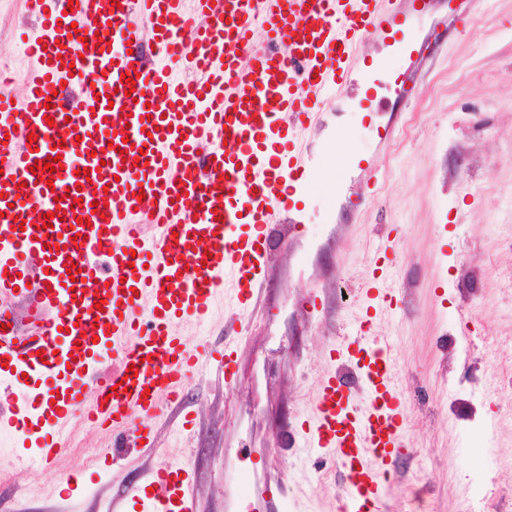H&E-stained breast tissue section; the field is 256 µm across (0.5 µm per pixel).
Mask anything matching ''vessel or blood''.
Returning a JSON list of instances; mask_svg holds the SVG:
<instances>
[{
  "mask_svg": "<svg viewBox=\"0 0 512 512\" xmlns=\"http://www.w3.org/2000/svg\"><path fill=\"white\" fill-rule=\"evenodd\" d=\"M481 0H448L465 30ZM438 0H27L40 23L26 54L36 68L0 83V376L7 368L54 379L51 392L0 391V431L30 445L42 466L65 448L73 415L111 425L128 448L155 445L154 424L182 406L190 372L215 367L236 385V339L263 293L274 288V247L295 227L330 167L364 174L351 215L374 194L376 161L327 146L304 151L302 133L321 96L361 81L388 80L402 103L417 96L388 59L357 47L378 36L414 51L415 19ZM263 45H256V34ZM152 54H145V46ZM196 72L181 81L180 70ZM135 78L133 95L126 81ZM76 89L78 105L61 87ZM36 143H29V136ZM61 157L53 182L32 166ZM105 203L103 215L93 202ZM155 229L144 237L135 207ZM52 226L43 229L45 214ZM76 276H68L70 267ZM396 258L371 263L366 310L396 302L378 290ZM234 285L219 352L189 346L173 326L207 323L221 277ZM104 299L96 308V299ZM149 307L141 323L137 310ZM22 308L29 327L14 316ZM357 336L329 352L338 371L323 379L315 407L296 430L304 447L331 455L347 488L340 512H381L387 462L403 445L409 408L390 343ZM112 372L102 376L104 360ZM134 376H127V369ZM183 466L149 476L142 512H196Z\"/></svg>",
  "mask_w": 512,
  "mask_h": 512,
  "instance_id": "vessel-or-blood-1",
  "label": "vessel or blood"
}]
</instances>
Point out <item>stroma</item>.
I'll return each mask as SVG.
<instances>
[{
    "mask_svg": "<svg viewBox=\"0 0 512 512\" xmlns=\"http://www.w3.org/2000/svg\"><path fill=\"white\" fill-rule=\"evenodd\" d=\"M444 12L421 19L417 34L444 37L427 68L397 56L393 65L420 87L419 100L396 108L388 88L369 125L355 108L362 86L328 91L304 142L331 139L343 154L374 149L377 125L399 112L401 131L377 155V197L360 219L347 198L310 196L300 232L277 249V281L239 344L240 377L233 388L212 369L194 373L182 414L164 416L154 449L118 447L111 431L74 422L68 451L53 468L30 463L9 436L0 437V512H142L130 487H145L157 462L176 457L195 485L197 512H253L255 500L229 501L226 483L239 471L255 482L285 481L306 496L307 512H337L345 478L331 457L309 454L292 438L311 412L327 358L339 337L356 335L364 272L377 249L402 256L392 285L399 307L380 313L372 333L388 339L404 389L421 384L429 405L412 410V426L386 483L382 512H414L409 473L421 469L426 512H460L477 480L493 485L485 512H512V390L481 402L463 382L467 358L482 338L512 339V0H490L462 33L446 29ZM38 27L24 0H0V62L23 74L33 63L21 36ZM321 306L311 311L310 293ZM225 297L208 325H175L189 343L221 349ZM468 331L470 357L452 343ZM189 429H182V416ZM80 473L84 492L63 494L60 482Z\"/></svg>",
    "mask_w": 512,
    "mask_h": 512,
    "instance_id": "obj_1",
    "label": "stroma"
}]
</instances>
